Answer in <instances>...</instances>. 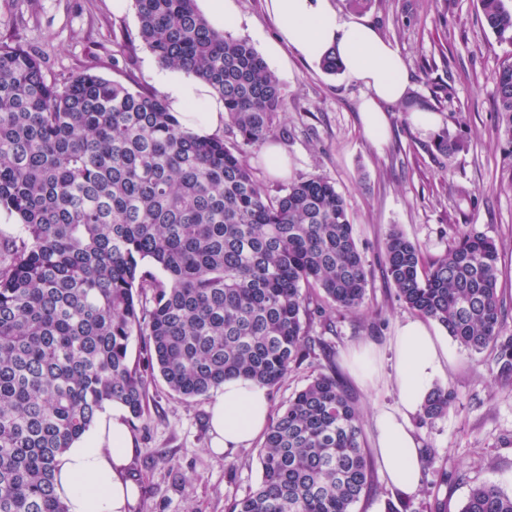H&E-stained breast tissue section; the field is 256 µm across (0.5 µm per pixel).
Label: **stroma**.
Wrapping results in <instances>:
<instances>
[{
    "label": "stroma",
    "instance_id": "35a3bbf8",
    "mask_svg": "<svg viewBox=\"0 0 512 512\" xmlns=\"http://www.w3.org/2000/svg\"><path fill=\"white\" fill-rule=\"evenodd\" d=\"M348 18L372 24L391 41L410 73L405 102L386 108L388 135L373 143L364 133L360 83L329 75L319 64L289 52L268 54L277 27L264 0H237L235 38L247 39L280 78L286 105L280 122L287 138L276 145L287 172H270L264 151L249 161L271 192L300 178L319 175L333 182L348 205L353 235L370 271L362 307L333 310L314 321L321 338L299 368L271 388L270 411L278 413L318 372L335 367L361 416L363 441L372 446L378 406L396 402L395 360L391 344L411 313L383 273L384 242L400 230L420 246L425 261L442 256L458 230L472 229L500 247L498 288L507 306L505 326L512 332V140L498 123L491 79L512 55L482 20L478 0H372L369 8H350L335 0ZM134 8L122 14L112 0H0V41L21 40L35 50L47 80L96 65L101 76L131 88L157 86L162 68L145 47ZM422 108L439 119L436 133L411 124V110ZM448 134L450 155L434 147ZM370 343L380 358L373 380L364 382L345 364L348 352ZM488 353L454 347L442 388L457 394L446 415L415 424L421 448L435 457L423 469L407 512H430L435 498L458 512L469 488L482 482L512 492V391L490 372ZM211 397L185 399L155 379L135 438L138 453L128 466L139 488L136 512H228L260 479V441L229 455L209 448Z\"/></svg>",
    "mask_w": 512,
    "mask_h": 512
}]
</instances>
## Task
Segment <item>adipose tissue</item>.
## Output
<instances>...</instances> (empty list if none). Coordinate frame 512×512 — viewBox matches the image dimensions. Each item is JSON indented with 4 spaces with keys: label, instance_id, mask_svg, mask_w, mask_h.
<instances>
[{
    "label": "adipose tissue",
    "instance_id": "adipose-tissue-1",
    "mask_svg": "<svg viewBox=\"0 0 512 512\" xmlns=\"http://www.w3.org/2000/svg\"><path fill=\"white\" fill-rule=\"evenodd\" d=\"M266 6L280 43L291 52L310 62L337 52L344 74L368 90L360 104L365 134L383 141L384 108L402 102L410 83L398 49L371 24L346 19L334 0H266ZM158 81L170 112L196 134L208 136L223 126L224 102L208 84L175 70L160 74ZM392 345L398 402L376 410L374 448L389 482L412 494L419 487L422 463L411 417L445 375L452 353L445 336L418 318L398 326ZM269 410L267 387L238 377L225 380L209 408L212 450L231 453L263 434ZM136 452L124 413L102 412L97 426L58 459L56 492L68 512H135L139 492L127 468Z\"/></svg>",
    "mask_w": 512,
    "mask_h": 512
}]
</instances>
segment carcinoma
<instances>
[{
  "instance_id": "cac0c4a2",
  "label": "carcinoma",
  "mask_w": 512,
  "mask_h": 512,
  "mask_svg": "<svg viewBox=\"0 0 512 512\" xmlns=\"http://www.w3.org/2000/svg\"><path fill=\"white\" fill-rule=\"evenodd\" d=\"M139 36L165 69L208 83L239 140L202 138L164 94L86 67L49 82L41 58L0 41V512H67L57 459L110 405L142 419L150 369L186 398L242 377L272 388L317 345L326 308L358 309L369 272L346 200L316 175L273 195L248 156L279 127L285 95L254 46L214 29L196 0H132ZM512 43L504 0H479ZM512 140V58L493 74ZM161 270L157 277L149 266ZM384 269L407 309L469 351H491L512 387V334L498 289L499 247L457 233L440 258L393 228ZM456 393L435 388L422 419ZM258 484L230 512H353L371 488L359 413L336 372L315 376L269 424ZM459 512H512V494L471 487Z\"/></svg>"
}]
</instances>
